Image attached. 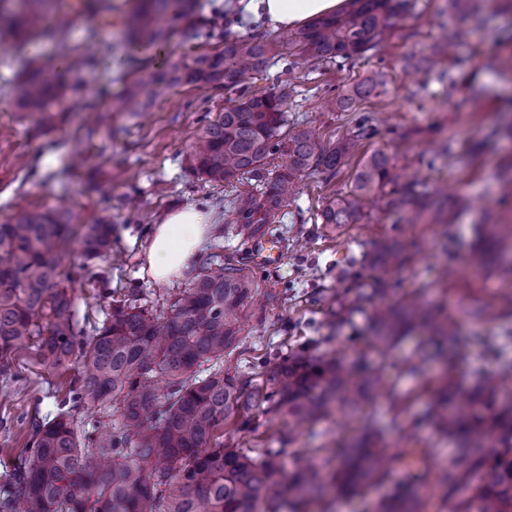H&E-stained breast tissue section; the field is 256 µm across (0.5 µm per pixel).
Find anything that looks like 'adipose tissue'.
<instances>
[{"mask_svg":"<svg viewBox=\"0 0 512 512\" xmlns=\"http://www.w3.org/2000/svg\"><path fill=\"white\" fill-rule=\"evenodd\" d=\"M246 13L266 26L286 30L315 17L335 13L345 0H238ZM216 231L212 213L187 207L168 214L157 224L144 251L154 279L161 283L182 277L197 252Z\"/></svg>","mask_w":512,"mask_h":512,"instance_id":"1","label":"adipose tissue"}]
</instances>
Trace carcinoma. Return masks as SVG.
<instances>
[{"label": "carcinoma", "instance_id": "1", "mask_svg": "<svg viewBox=\"0 0 512 512\" xmlns=\"http://www.w3.org/2000/svg\"><path fill=\"white\" fill-rule=\"evenodd\" d=\"M10 23L0 24V48L33 35L61 37L68 29L64 0H12ZM197 0H141L123 21L129 44L151 48L164 42L197 10ZM410 0H349L345 10L317 17L272 38L220 37L223 48L144 68L113 98L108 112L148 110L163 86L204 84L232 89L242 78L262 71L282 48L299 51L308 62H350L384 46L395 19ZM92 59L73 56L65 63L40 56L22 60V77L13 91L25 112L64 111L65 74L82 70ZM384 72H373L330 98L342 111L380 92ZM288 91L242 94L200 127L189 169L211 183L266 181L263 192L236 194L224 208V220L253 238L276 223L285 199L303 176L318 171L336 177L345 157L368 135L361 125L352 138L325 147L307 130L281 136L288 125ZM283 158L275 175L264 160ZM392 159L369 156L348 194L329 200L320 211L324 224H354L370 196L393 182ZM431 194L416 180L392 188L388 206L396 212L429 209ZM70 210L22 209L0 224V377L19 381L12 372L16 354L31 348L38 364L74 370L65 398L53 417L29 419L25 456L0 475V512H286L300 504H322L326 490L356 493L387 480L398 466H410L411 448L393 453L357 445L336 456L293 457L287 474L285 445L294 431L316 421L331 406L357 413L369 399L376 377L356 380L340 358L318 357L300 345L266 362V382L255 383L224 371V356L239 348L246 300L253 281L244 269L211 255L208 266L167 298L168 312L138 303L141 289L129 288L112 299L102 326L86 335L78 328L74 284L86 267L69 266L65 253L73 226ZM113 226L106 221L83 225V255L92 260L112 251ZM489 246L477 252L486 266L512 278V224L489 220L479 226ZM378 332L372 342L391 346L405 320L427 323L436 341L461 348L466 337L451 320L437 321L427 304L414 298L403 309L373 306ZM512 364L489 374L468 394L466 405L451 403L460 386L452 367L440 369L438 399L426 419L437 433L456 442L439 499L420 493L423 474L397 481L375 503L374 512H512ZM87 405L95 415L80 421ZM260 410L288 419L281 447L255 456L248 448L224 446V427L252 425Z\"/></svg>", "mask_w": 512, "mask_h": 512}]
</instances>
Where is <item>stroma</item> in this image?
Returning a JSON list of instances; mask_svg holds the SVG:
<instances>
[{"mask_svg":"<svg viewBox=\"0 0 512 512\" xmlns=\"http://www.w3.org/2000/svg\"><path fill=\"white\" fill-rule=\"evenodd\" d=\"M67 2L65 42L33 39L0 50V224L23 207L73 209L86 224L110 220L112 255L92 261L90 272L106 276L117 294L142 289L158 309L162 294L184 288L185 282L155 281L143 250L170 211L195 205L222 216L234 188L201 180L188 170L186 157L205 113L233 105L239 92L184 85L166 91L143 115L107 112L108 97L151 63L142 54L128 60L121 39L123 15L135 0H112L109 14L96 0ZM411 2L412 10L397 20L380 55L342 66L305 63L285 49L246 81L255 93L288 87L287 133L306 129L333 147L358 120L376 130L336 178L304 176L299 192L285 202L284 219L272 232L285 246L282 263L258 264L251 240L234 230L218 231L214 238L225 261L246 266L254 281L240 347L225 358V369L255 379L265 358L304 343L318 355L343 354L383 381L361 413L336 407L298 432L290 450L301 457L321 448L342 452L369 426L381 430L384 445L397 443L407 431L417 434L432 461L451 456V441L419 422L430 395L418 392L413 366L418 352L432 350L429 333L421 326L405 327L391 349L376 351L367 342L375 302L396 305L417 289L452 319L469 339L467 348L448 355L463 388L512 362V318L507 315L512 281L489 269L474 272L471 263L475 229L485 217L512 224V182L504 177L512 172V139L492 134L512 116V0H479L480 23L447 9L446 0ZM457 27L467 28V39L452 56L439 54L440 31ZM68 48L96 60L72 78L77 85L69 95L72 111L17 110L11 95L20 79L19 58L35 50L56 56ZM412 56H434L438 64L430 74H415L406 66ZM104 58L115 60V68H102ZM378 69L386 74L379 96L352 112L329 110L330 93ZM475 88L480 91L476 97L471 94ZM92 102L103 110L94 125L84 123L82 114ZM376 151L388 153L396 171L419 172L429 188L447 190L456 205L440 222L412 221L391 211L387 195L380 193L356 223L321 224L318 214L326 201L348 192L362 162ZM388 243L401 247L403 259L384 272L368 257ZM479 308L494 311V318L476 317ZM15 368L25 381L11 396L0 394V472L21 459L25 433L17 415L53 414L71 378L30 364L24 351L16 356ZM287 431L283 420L256 412L250 429H225L224 441L240 448H276Z\"/></svg>","mask_w":512,"mask_h":512,"instance_id":"35a3bbf8","label":"stroma"}]
</instances>
